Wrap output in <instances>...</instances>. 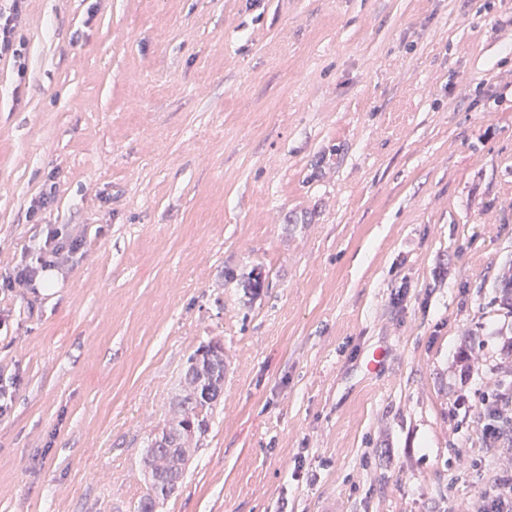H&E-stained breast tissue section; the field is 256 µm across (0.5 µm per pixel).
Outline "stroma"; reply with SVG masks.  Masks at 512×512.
Here are the masks:
<instances>
[{"mask_svg":"<svg viewBox=\"0 0 512 512\" xmlns=\"http://www.w3.org/2000/svg\"><path fill=\"white\" fill-rule=\"evenodd\" d=\"M15 37L0 276L47 225L84 247L0 286V512H134L211 342L224 391L156 512L472 504L469 406L512 374V0H24Z\"/></svg>","mask_w":512,"mask_h":512,"instance_id":"1","label":"stroma"}]
</instances>
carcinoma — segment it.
Masks as SVG:
<instances>
[{"label": "carcinoma", "instance_id": "cac0c4a2", "mask_svg": "<svg viewBox=\"0 0 512 512\" xmlns=\"http://www.w3.org/2000/svg\"><path fill=\"white\" fill-rule=\"evenodd\" d=\"M224 386V349L202 345L188 359L184 395L169 408L164 426L149 442L145 466L156 476L136 512H154L159 498L178 488L196 435L206 431L213 404Z\"/></svg>", "mask_w": 512, "mask_h": 512}]
</instances>
